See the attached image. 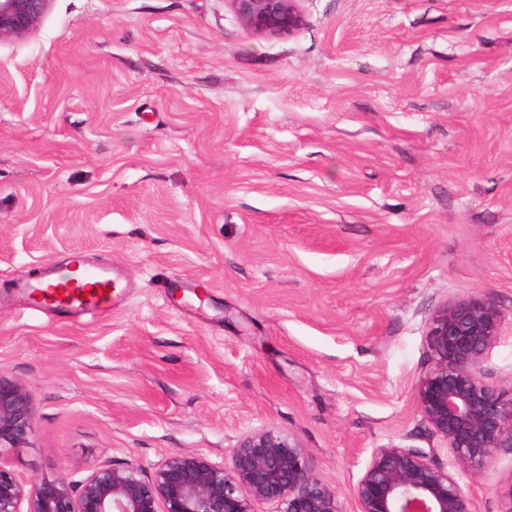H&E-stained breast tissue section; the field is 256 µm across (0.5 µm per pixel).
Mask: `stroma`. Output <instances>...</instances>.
<instances>
[{
  "instance_id": "35a3bbf8",
  "label": "stroma",
  "mask_w": 512,
  "mask_h": 512,
  "mask_svg": "<svg viewBox=\"0 0 512 512\" xmlns=\"http://www.w3.org/2000/svg\"><path fill=\"white\" fill-rule=\"evenodd\" d=\"M293 36L227 0H52L0 44V374L34 400L24 482L247 430L294 437L345 512L373 448L452 470L414 387L431 314L482 294L512 395V0H304ZM114 268L94 320L2 280ZM506 512L512 448L460 474Z\"/></svg>"
}]
</instances>
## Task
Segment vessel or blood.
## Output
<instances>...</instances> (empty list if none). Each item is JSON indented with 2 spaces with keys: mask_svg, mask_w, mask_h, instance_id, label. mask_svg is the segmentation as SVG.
<instances>
[{
  "mask_svg": "<svg viewBox=\"0 0 512 512\" xmlns=\"http://www.w3.org/2000/svg\"><path fill=\"white\" fill-rule=\"evenodd\" d=\"M12 287L41 293L45 300L68 305L71 311L94 316L111 308L119 283L106 267H83L79 276L47 273L39 280H12Z\"/></svg>",
  "mask_w": 512,
  "mask_h": 512,
  "instance_id": "1",
  "label": "vessel or blood"
}]
</instances>
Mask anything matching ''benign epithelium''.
Here are the masks:
<instances>
[{"label":"benign epithelium","instance_id":"obj_1","mask_svg":"<svg viewBox=\"0 0 512 512\" xmlns=\"http://www.w3.org/2000/svg\"><path fill=\"white\" fill-rule=\"evenodd\" d=\"M51 0H0V43L32 33ZM254 36L290 37L305 23L303 0H226ZM432 369L415 399L432 434L458 470L477 474L499 448L512 447V399L478 368L503 336L502 313L480 294L446 303L428 323ZM30 392L0 374V455L33 433ZM354 512H476L466 486L423 451L390 442L373 449L353 488ZM345 512L336 491L309 469L302 447L273 427L246 433L228 464L177 452L146 477L132 461L102 464L81 480L63 474L25 483L0 462V512Z\"/></svg>","mask_w":512,"mask_h":512}]
</instances>
